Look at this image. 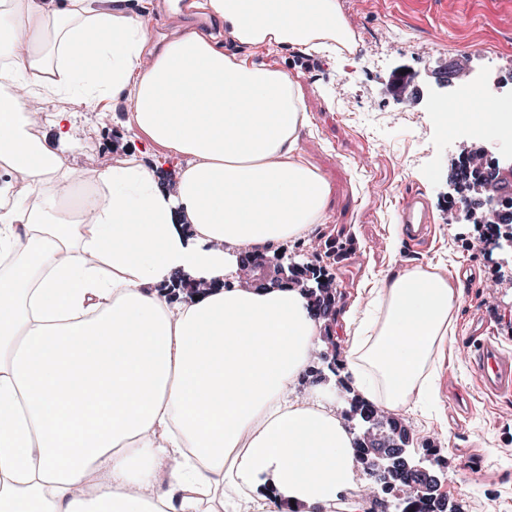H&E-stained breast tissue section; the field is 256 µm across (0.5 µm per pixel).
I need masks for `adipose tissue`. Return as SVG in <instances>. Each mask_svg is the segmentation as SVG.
<instances>
[{"label":"adipose tissue","mask_w":512,"mask_h":512,"mask_svg":"<svg viewBox=\"0 0 512 512\" xmlns=\"http://www.w3.org/2000/svg\"><path fill=\"white\" fill-rule=\"evenodd\" d=\"M184 8L245 45L349 39L336 0ZM5 82L83 104L129 95L134 138L185 164L172 191L140 160L78 191L70 113L33 141L0 95V512H363L340 499L354 436L289 395L321 342L306 294L233 283L242 254L324 220L329 185L298 153L300 85L195 31L153 51L140 18L95 0H0ZM176 276L197 297L169 304ZM457 298L451 277L415 268L344 312L366 400L433 399Z\"/></svg>","instance_id":"adipose-tissue-1"}]
</instances>
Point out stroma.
<instances>
[{
  "instance_id": "obj_1",
  "label": "stroma",
  "mask_w": 512,
  "mask_h": 512,
  "mask_svg": "<svg viewBox=\"0 0 512 512\" xmlns=\"http://www.w3.org/2000/svg\"><path fill=\"white\" fill-rule=\"evenodd\" d=\"M125 6L143 19L154 44L190 27L202 33L218 27L200 13L168 16L164 0H126ZM336 6L359 38L347 55L220 38L225 52L278 67L299 83L306 124L298 151L330 186L323 223L282 247L289 260L317 259L336 292L327 339L312 353L296 392L315 393L340 412L356 398L340 315L363 289L403 273L399 255L409 256L415 268L461 274L469 285L455 304L446 356L436 361V403L448 420L406 410L398 418L410 432L415 455L435 448L432 461L442 474L439 494L447 512H512V396L481 390L472 350L463 342L474 322L484 319L491 341L512 352V287L487 290L492 261L462 245V237L473 235V224L448 214L456 159L482 127L465 120L451 130L436 110L455 96L438 83L455 70L460 53L469 57L472 79L491 83L512 73V0H428L422 6L417 0H336ZM450 16L454 28L436 42L434 25ZM400 68L411 78L402 98L387 88L392 71ZM46 105L73 114L70 162H80L92 148L113 163L139 145L129 128L127 98L104 108L59 98ZM397 110L408 112L409 121L390 123L388 113ZM409 192L424 195L434 220L430 241L411 246L398 223L399 201Z\"/></svg>"
}]
</instances>
